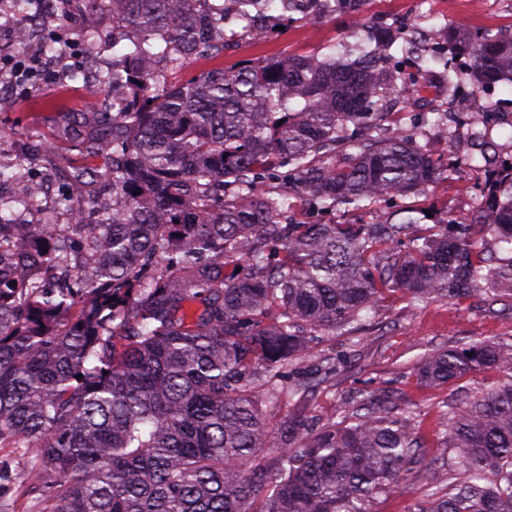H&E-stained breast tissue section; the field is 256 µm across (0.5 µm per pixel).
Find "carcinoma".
I'll return each instance as SVG.
<instances>
[{
    "instance_id": "cac0c4a2",
    "label": "carcinoma",
    "mask_w": 512,
    "mask_h": 512,
    "mask_svg": "<svg viewBox=\"0 0 512 512\" xmlns=\"http://www.w3.org/2000/svg\"><path fill=\"white\" fill-rule=\"evenodd\" d=\"M85 2L133 33L131 65L100 83L128 98L79 114L76 147L104 159L112 204L84 194L102 175L89 167L59 198L66 223L0 213V448L33 449L48 512H376L421 459L414 415L359 393L319 426L300 404L334 363L321 358L315 382L295 365L358 330L387 292L512 299L498 257L512 253V158L488 154L487 130L474 132L473 219L377 214L449 171L441 149L397 126L388 96L512 84V36L456 28L468 70L436 81L388 69L383 52L414 31L378 26L350 61L271 56L172 87L163 70L224 51L207 38L224 6ZM232 2L244 25L260 16L265 40L290 0ZM31 167L0 153V184H19L10 201L34 198ZM292 195L373 216L306 221ZM489 368L512 371V344L438 350L418 375L437 387ZM440 426L455 449L448 483L428 482L409 512H512V381L464 397Z\"/></svg>"
}]
</instances>
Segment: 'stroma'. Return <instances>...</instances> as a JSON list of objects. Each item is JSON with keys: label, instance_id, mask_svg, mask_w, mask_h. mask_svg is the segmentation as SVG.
Here are the masks:
<instances>
[{"label": "stroma", "instance_id": "stroma-1", "mask_svg": "<svg viewBox=\"0 0 512 512\" xmlns=\"http://www.w3.org/2000/svg\"><path fill=\"white\" fill-rule=\"evenodd\" d=\"M414 18L423 28L448 26L469 31L493 29L512 35V0H364L359 12H340L324 19L306 17L290 22L262 43H254L240 33L237 22L224 28L236 36L224 54L211 60L198 59L183 69L169 73L170 84L214 67L254 62L272 55L300 54L345 56L359 44L373 23L392 25L399 18ZM36 51L48 46L72 42L78 58L95 59L102 67L112 64L113 46H127L128 41L113 28L110 15L94 11L84 21L54 20L36 24ZM460 93L471 94L476 106L492 101L497 123L492 139L500 157L512 156V85L497 83L479 93L460 85ZM111 92L94 95L73 62L62 63L59 73H47L34 94L22 89L0 90V151H13L22 146L39 151L31 174L47 180L54 194L40 198L37 209L26 210L14 205V212L26 213L28 219L38 217L39 210L54 207L55 194L61 193L73 169L84 167L87 158L71 147L61 132L68 112H90L96 104L111 101ZM472 115H464L454 123L455 133L444 140L446 157L455 166L447 178L429 187L425 196L412 199L394 196L383 202L385 212H393L415 204L439 218L459 222L470 219L479 199L475 170L468 158L474 147ZM52 146L51 156L41 150ZM364 340L352 345L339 336L325 343L324 350L336 360V376L332 384L322 385L315 397L304 402L307 415L329 416L335 405L354 391L366 389L389 396L397 406L414 411L421 423L425 440V456L430 471L414 470L401 479L394 490L379 499L377 512H409L425 489L429 474H442L443 464L453 454L443 438L437 416L443 402L451 400L454 390L443 386L430 388L418 383L416 370L422 357L434 350L483 338L512 339V302H489L480 295L463 296L452 301L411 302L407 293L394 291L379 302L371 324L364 327ZM27 455L21 448H0V481L11 489L6 497L7 512H31L33 499L26 492Z\"/></svg>", "mask_w": 512, "mask_h": 512}]
</instances>
